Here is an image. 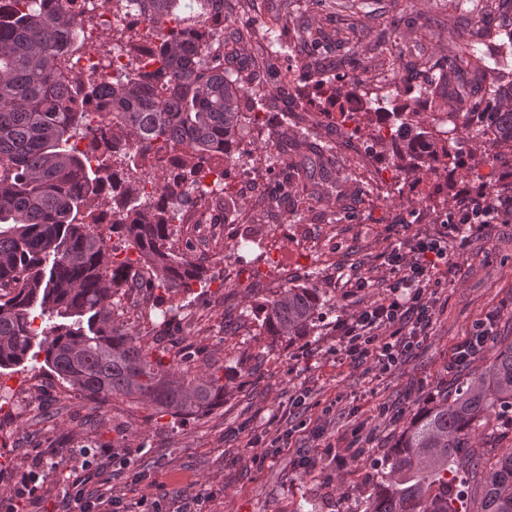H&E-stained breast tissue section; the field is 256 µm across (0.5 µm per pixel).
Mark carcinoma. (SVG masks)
I'll list each match as a JSON object with an SVG mask.
<instances>
[{"mask_svg": "<svg viewBox=\"0 0 512 512\" xmlns=\"http://www.w3.org/2000/svg\"><path fill=\"white\" fill-rule=\"evenodd\" d=\"M136 2L150 25L184 26L149 45L128 44V52L160 60L163 73L136 69L103 84L64 67L82 48L84 11L73 0H0V370L43 353L51 373L83 398L119 396L178 417L224 402L246 370L194 374L188 349L165 359V351L129 331L112 296L122 285L187 292L203 280L195 255L176 247L174 237L199 211H231V200L203 181L226 176L224 164L242 154L246 113L267 109L270 97L244 68L224 66V0ZM486 14L511 21L512 0H482L472 31L448 43V64L439 67L431 54L413 55L385 32L376 36L380 73L399 79L409 65L424 78V104L399 107L380 83L374 96L355 97L344 116L382 118L383 143L406 180L441 171L451 178L466 166L464 152L422 126L428 110L445 114L470 140L512 150V111L503 110L512 102V38L498 42V30L483 23ZM347 30L340 44L353 54L363 25ZM271 31L260 27L253 35L255 50L268 58L277 53ZM304 67L326 99L339 97L333 67L318 57ZM91 102L106 107L98 156L77 147L95 134ZM290 136L311 145L320 165L331 152L319 124L300 112L281 114L266 141ZM408 158L413 163L403 165ZM110 170L121 182L109 230L137 252L134 260L117 259L90 211ZM146 181L155 189L150 195ZM324 305L318 289L287 283L249 308L261 316L264 335L295 341L311 335ZM38 316L51 324L37 329ZM498 410H512V341L496 343L482 372L412 418L385 452L364 512H470L456 490L460 461L484 475L480 512H512V451L491 463L465 453L480 423Z\"/></svg>", "mask_w": 512, "mask_h": 512, "instance_id": "1", "label": "carcinoma"}]
</instances>
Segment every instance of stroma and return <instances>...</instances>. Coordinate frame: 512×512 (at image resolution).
<instances>
[{
	"label": "stroma",
	"instance_id": "1",
	"mask_svg": "<svg viewBox=\"0 0 512 512\" xmlns=\"http://www.w3.org/2000/svg\"><path fill=\"white\" fill-rule=\"evenodd\" d=\"M475 7V0H461L455 10L448 0H224V30L251 31L263 22L291 44L300 23L331 31L359 19L378 33L395 21L400 42L440 59ZM311 53L334 59L342 49L329 41L293 48L272 57L259 78L278 93L281 111L305 109L320 121L335 147L336 185L316 184L309 195L273 210L275 178L246 195L235 187L244 162L228 164L224 194L238 203L234 220L201 225L189 236L203 283L188 292L153 289L136 307L126 289L117 292L131 332L143 341L159 336L169 354L192 347L198 366H253L256 374L212 410L174 418L121 398L99 404L76 396L38 360L0 372V493L40 474L38 498L18 503L17 512H66L78 493L110 497L122 512H181L196 495L203 512H298L309 503L319 512H364L375 460L438 390L485 368L484 355L449 362L476 321L490 319L491 335L512 340V223L465 239L446 223L474 173H496L491 196L512 198V152L486 161L483 145L473 142L469 148L479 159L453 182H402L374 123L343 120L321 97L304 68ZM376 63L371 44L362 43L341 70L347 90L361 94L379 81ZM289 69L290 84L283 79ZM274 118L263 112L249 123L253 168L260 173L267 160L283 167L308 153L297 140L278 145L258 136ZM353 160L361 165L355 178ZM339 205L341 223H322L321 215ZM244 236L260 240V247L234 250ZM418 237L448 240L447 262L431 271L439 286L429 326L417 330L415 347L386 373L350 363L339 325L386 296L384 254ZM303 279L326 300L317 326L311 336L272 342L247 302ZM167 308L175 311L168 322L161 316ZM102 448L117 451L125 464L105 459L96 471L81 469L83 452ZM306 457L311 465H303Z\"/></svg>",
	"mask_w": 512,
	"mask_h": 512
}]
</instances>
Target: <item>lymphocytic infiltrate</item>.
Masks as SVG:
<instances>
[{
  "instance_id": "f902f5d3",
  "label": "lymphocytic infiltrate",
  "mask_w": 512,
  "mask_h": 512,
  "mask_svg": "<svg viewBox=\"0 0 512 512\" xmlns=\"http://www.w3.org/2000/svg\"><path fill=\"white\" fill-rule=\"evenodd\" d=\"M464 203L448 217L459 230L480 231L499 223L501 217H512V205L488 195L464 193ZM448 249L439 240H415L409 254L391 252L386 263L396 280L390 294L382 301L354 315L352 322L342 326V343L346 358L360 364L373 360L379 372L397 366L411 346L404 335V320L415 315L417 323H429L431 313L427 301L432 286L430 269L435 262L446 259Z\"/></svg>"
}]
</instances>
